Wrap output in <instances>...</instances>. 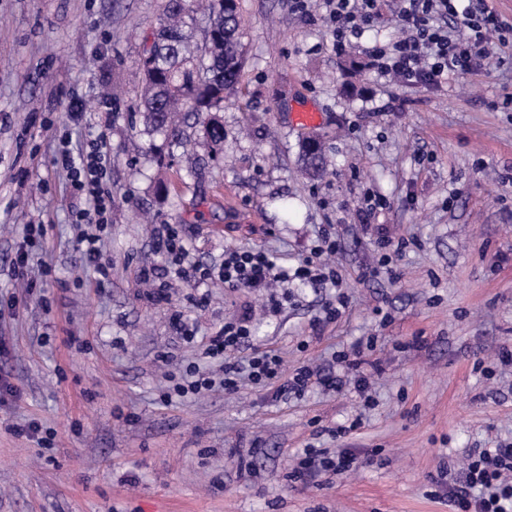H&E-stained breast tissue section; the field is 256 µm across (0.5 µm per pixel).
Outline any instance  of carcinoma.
<instances>
[{
    "mask_svg": "<svg viewBox=\"0 0 512 512\" xmlns=\"http://www.w3.org/2000/svg\"><path fill=\"white\" fill-rule=\"evenodd\" d=\"M238 0H165L141 58V114L148 149L183 138L178 115H207L202 138L212 154L224 149L220 112L240 81L243 63ZM162 144H156V141ZM301 168L319 178L327 161L321 140L300 145Z\"/></svg>",
    "mask_w": 512,
    "mask_h": 512,
    "instance_id": "cac0c4a2",
    "label": "carcinoma"
}]
</instances>
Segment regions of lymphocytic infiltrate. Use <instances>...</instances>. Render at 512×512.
Returning a JSON list of instances; mask_svg holds the SVG:
<instances>
[{
    "mask_svg": "<svg viewBox=\"0 0 512 512\" xmlns=\"http://www.w3.org/2000/svg\"><path fill=\"white\" fill-rule=\"evenodd\" d=\"M324 3L333 27V48L340 56L380 19L384 7V0H324ZM397 19L401 37L369 50L379 73L393 75L408 86L429 89L442 87L452 76L484 72L490 64L493 50L489 33L497 19L489 8L476 13L459 7L458 0H399ZM62 164L73 191L88 203L76 216L77 224L84 227L77 247L87 262L99 264L102 242L91 228L102 223L110 200L100 189L102 156L97 144H90L77 160L63 155ZM336 249V241L323 238L312 252L313 262L289 273L265 250L229 248L224 252L218 277L227 287L252 290L265 289L272 282H284L291 277L335 285L339 282L337 272L327 270L318 259L324 252L332 253ZM250 320L251 313L247 310L226 319L206 345L207 357L221 363V381H214L209 373L193 365L186 369V382L176 384V392L196 394L218 384L231 393L237 390L243 372L251 383L275 387L280 393L299 394L318 383V375L306 366L298 368L292 377H284L282 357L253 345ZM241 354L246 357L242 364L237 361ZM356 462L353 455L341 453L331 457L323 451L307 450L299 458L291 479L305 483L322 472L340 474L353 470ZM447 497L450 512H512V442L473 449L466 465L457 475L449 476Z\"/></svg>",
    "mask_w": 512,
    "mask_h": 512,
    "instance_id": "obj_1",
    "label": "lymphocytic infiltrate"
}]
</instances>
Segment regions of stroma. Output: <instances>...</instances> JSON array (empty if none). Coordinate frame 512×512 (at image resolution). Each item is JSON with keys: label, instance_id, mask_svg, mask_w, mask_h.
<instances>
[{"label": "stroma", "instance_id": "1", "mask_svg": "<svg viewBox=\"0 0 512 512\" xmlns=\"http://www.w3.org/2000/svg\"><path fill=\"white\" fill-rule=\"evenodd\" d=\"M484 5L505 28L499 63L428 90L379 76L365 45L336 56L322 0L306 15L291 0H239L245 63L220 114L224 150L207 153L191 116L162 166L139 135L132 77L164 0H0V376L20 391L0 404V512H449L431 476L512 440V364L500 361L512 349V0H471ZM304 107L322 114L329 168L317 180L298 169L306 132L291 115ZM101 131L104 275L77 248L84 201L60 156ZM369 196L403 253L383 256L360 224ZM31 223L44 235L19 273L11 260ZM158 224L175 225L204 268L239 247L293 268L326 235L343 284L252 291L169 274L160 301L140 280L165 264ZM340 292L345 312L314 330ZM245 307L254 344L288 376L337 371L336 353L372 341L367 396H280L246 380L233 394H174L188 364L209 368V336ZM28 421L47 446L13 434ZM307 448L377 455L306 487L289 475Z\"/></svg>", "mask_w": 512, "mask_h": 512}]
</instances>
